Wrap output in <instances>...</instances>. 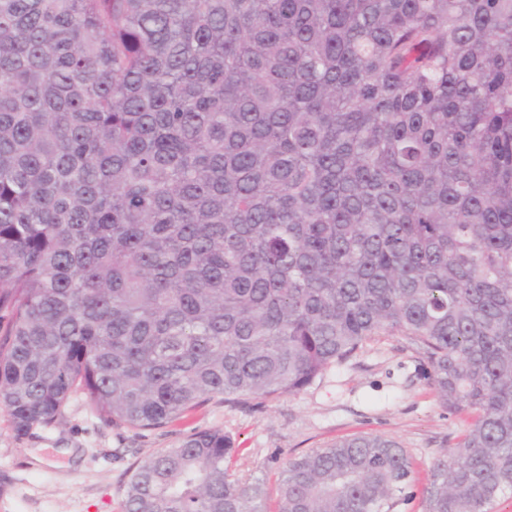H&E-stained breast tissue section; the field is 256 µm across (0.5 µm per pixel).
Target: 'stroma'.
Wrapping results in <instances>:
<instances>
[{
  "instance_id": "stroma-1",
  "label": "stroma",
  "mask_w": 512,
  "mask_h": 512,
  "mask_svg": "<svg viewBox=\"0 0 512 512\" xmlns=\"http://www.w3.org/2000/svg\"><path fill=\"white\" fill-rule=\"evenodd\" d=\"M469 422L440 404L414 346L398 333L372 337L298 393L242 402L215 397L151 430L101 422L80 392L54 425L25 435L0 406V512H124L132 471L186 433L207 429L234 442L227 461L233 477L263 479L268 512L276 510L288 459L357 435L395 439L414 461V497L397 501L392 512H422L430 467Z\"/></svg>"
}]
</instances>
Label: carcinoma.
<instances>
[{
    "label": "carcinoma",
    "mask_w": 512,
    "mask_h": 512,
    "mask_svg": "<svg viewBox=\"0 0 512 512\" xmlns=\"http://www.w3.org/2000/svg\"><path fill=\"white\" fill-rule=\"evenodd\" d=\"M401 332L448 413L424 512L512 493V0H0V405L154 429ZM222 430L124 512H266ZM411 458L289 460L278 512H390Z\"/></svg>",
    "instance_id": "cac0c4a2"
}]
</instances>
